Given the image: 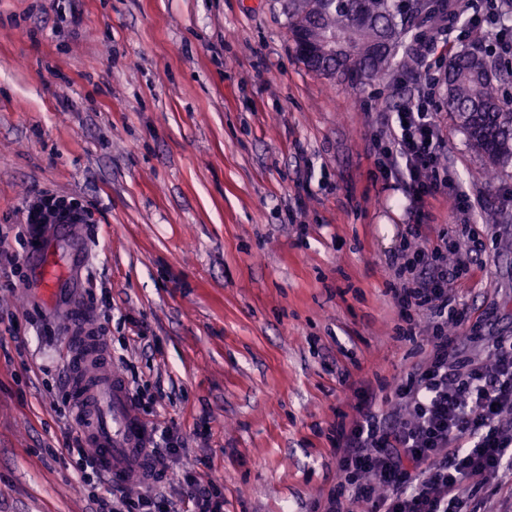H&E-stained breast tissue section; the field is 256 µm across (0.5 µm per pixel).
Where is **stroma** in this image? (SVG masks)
Masks as SVG:
<instances>
[{
	"label": "stroma",
	"mask_w": 512,
	"mask_h": 512,
	"mask_svg": "<svg viewBox=\"0 0 512 512\" xmlns=\"http://www.w3.org/2000/svg\"><path fill=\"white\" fill-rule=\"evenodd\" d=\"M285 4L0 0V234L39 190L91 214L46 229L59 286L25 246L19 271L0 270V512H95L67 453L80 431L57 411L76 310L154 398L148 425L183 442L163 485L197 467L224 512H313L336 483L328 432L361 381L396 386L422 359V337L395 338L387 266L418 218L372 155L411 90L308 71ZM430 110L449 181L427 234L482 230L479 284L458 292L471 315L510 316L512 223L495 215L512 167L486 180L441 96Z\"/></svg>",
	"instance_id": "obj_1"
}]
</instances>
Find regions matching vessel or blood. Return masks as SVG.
Returning <instances> with one entry per match:
<instances>
[{
    "label": "vessel or blood",
    "mask_w": 512,
    "mask_h": 512,
    "mask_svg": "<svg viewBox=\"0 0 512 512\" xmlns=\"http://www.w3.org/2000/svg\"><path fill=\"white\" fill-rule=\"evenodd\" d=\"M74 355L70 394L79 408L78 426L86 445L94 450L99 470L112 483L130 478L153 482L146 453L148 427L133 409L123 377L112 368L103 340L94 329L70 335Z\"/></svg>",
    "instance_id": "obj_1"
}]
</instances>
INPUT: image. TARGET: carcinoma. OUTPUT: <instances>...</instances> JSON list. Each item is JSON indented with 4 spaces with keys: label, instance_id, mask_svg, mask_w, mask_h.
Listing matches in <instances>:
<instances>
[{
    "label": "carcinoma",
    "instance_id": "cac0c4a2",
    "mask_svg": "<svg viewBox=\"0 0 512 512\" xmlns=\"http://www.w3.org/2000/svg\"><path fill=\"white\" fill-rule=\"evenodd\" d=\"M460 20V0H288V37L308 70L353 87L386 75L406 79L419 66L416 42L437 33L443 12ZM490 36L448 54L443 103L453 124L494 177L512 167V69L493 56Z\"/></svg>",
    "mask_w": 512,
    "mask_h": 512
}]
</instances>
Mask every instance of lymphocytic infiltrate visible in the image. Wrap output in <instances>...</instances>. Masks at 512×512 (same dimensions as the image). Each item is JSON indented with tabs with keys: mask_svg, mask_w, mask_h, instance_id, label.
<instances>
[{
	"mask_svg": "<svg viewBox=\"0 0 512 512\" xmlns=\"http://www.w3.org/2000/svg\"><path fill=\"white\" fill-rule=\"evenodd\" d=\"M387 143L375 146L382 181L401 183L414 212L447 184L439 154V131L429 106L408 101L385 117ZM82 208L54 209L38 193L26 222L33 236L46 224H81ZM421 227L407 225L388 257L390 287L415 336L429 327L424 359L395 389L389 409L376 407L372 388L360 389L351 418L337 423L331 444L336 484L321 512H486L512 473V336L485 335L489 317L469 320L452 286L471 279L487 250L470 229L463 241L439 235L420 243ZM482 344L483 354L472 351ZM182 512H223L224 502L196 471L180 483Z\"/></svg>",
	"mask_w": 512,
	"mask_h": 512,
	"instance_id": "lymphocytic-infiltrate-1",
	"label": "lymphocytic infiltrate"
}]
</instances>
